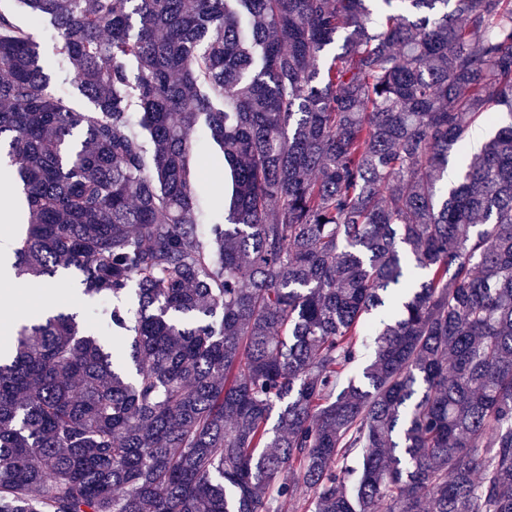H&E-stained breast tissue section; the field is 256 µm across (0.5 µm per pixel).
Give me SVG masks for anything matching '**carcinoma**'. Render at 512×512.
Listing matches in <instances>:
<instances>
[{
    "instance_id": "cac0c4a2",
    "label": "carcinoma",
    "mask_w": 512,
    "mask_h": 512,
    "mask_svg": "<svg viewBox=\"0 0 512 512\" xmlns=\"http://www.w3.org/2000/svg\"><path fill=\"white\" fill-rule=\"evenodd\" d=\"M22 2L94 111L0 10L11 267L124 343L17 326L0 512H512V0ZM44 62L45 72L51 79V87L65 96L72 108L80 112H90L93 108L92 103L82 94L74 73L59 66L54 56L50 54L45 56ZM196 149L194 177L200 183L201 207L199 224L205 228L215 221L224 222L230 198V180L224 167L216 162L222 158L219 147L207 135L205 126L199 125L193 135ZM21 290L16 296L15 301L9 302L0 295V328L4 325V321L9 320L13 314L24 308L31 307L42 301L47 294H50L55 302L54 308L59 311L65 312L66 310L79 312L80 315L86 320L89 327L96 330L102 337L105 345L112 353V336H118L106 328V314L105 310L107 305L91 300L82 295L80 286L77 279L72 274L61 275L53 279H29L22 285ZM2 306V316H1ZM97 312L98 315L94 313ZM31 316L27 313H15L11 319H29Z\"/></svg>"
}]
</instances>
